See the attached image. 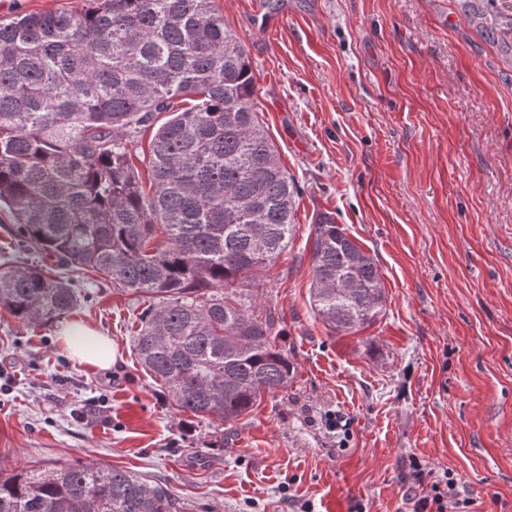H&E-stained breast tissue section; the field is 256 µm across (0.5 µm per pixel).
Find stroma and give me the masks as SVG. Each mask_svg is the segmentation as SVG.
Here are the masks:
<instances>
[{"label":"stroma","mask_w":512,"mask_h":512,"mask_svg":"<svg viewBox=\"0 0 512 512\" xmlns=\"http://www.w3.org/2000/svg\"><path fill=\"white\" fill-rule=\"evenodd\" d=\"M218 5L301 189L294 241L267 274L295 381L223 428L188 418L133 355L144 299L82 275L70 318L116 360L78 362L59 324L0 309V473L134 471L179 512H407V495L449 471L472 512H512V67L458 0ZM322 213L384 283L381 319L354 336L310 308Z\"/></svg>","instance_id":"35a3bbf8"}]
</instances>
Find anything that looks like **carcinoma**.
<instances>
[{"instance_id":"1","label":"carcinoma","mask_w":512,"mask_h":512,"mask_svg":"<svg viewBox=\"0 0 512 512\" xmlns=\"http://www.w3.org/2000/svg\"><path fill=\"white\" fill-rule=\"evenodd\" d=\"M0 16V307L33 327L81 289L39 255L144 298L132 332L169 404L221 427L293 384L266 275L292 243L300 188L255 108V69L217 0H91ZM512 62V8L461 0ZM156 128L144 162L133 147ZM314 315L332 333L374 324V258L329 215L311 242ZM0 512H177L172 491L126 470L54 463L0 474Z\"/></svg>"}]
</instances>
